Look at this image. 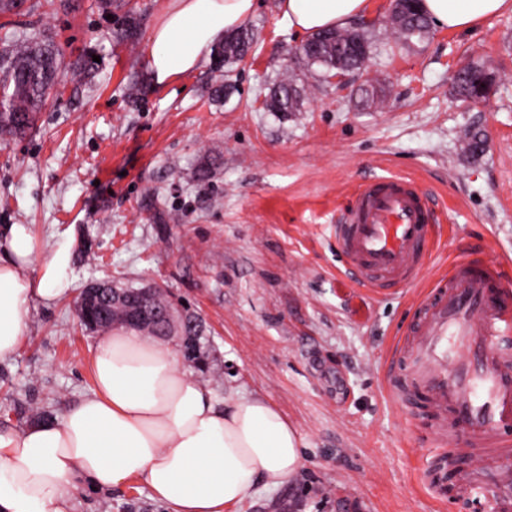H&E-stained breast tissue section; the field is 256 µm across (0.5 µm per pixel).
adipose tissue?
<instances>
[{
    "mask_svg": "<svg viewBox=\"0 0 512 512\" xmlns=\"http://www.w3.org/2000/svg\"><path fill=\"white\" fill-rule=\"evenodd\" d=\"M257 0H170L153 28L148 69L164 85L196 70ZM437 27L468 30L512 10V0H422ZM301 34L346 26L368 0H280ZM74 240L38 241L29 224L0 227V362L15 358L28 322L73 292ZM90 392L62 412L0 428V512H73L83 484L107 490L143 480L168 512H228L259 488L284 486L301 468V437L260 397L217 401L164 340L121 329L89 357Z\"/></svg>",
    "mask_w": 512,
    "mask_h": 512,
    "instance_id": "adipose-tissue-1",
    "label": "adipose tissue"
}]
</instances>
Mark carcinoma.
<instances>
[{
	"instance_id": "1",
	"label": "carcinoma",
	"mask_w": 512,
	"mask_h": 512,
	"mask_svg": "<svg viewBox=\"0 0 512 512\" xmlns=\"http://www.w3.org/2000/svg\"><path fill=\"white\" fill-rule=\"evenodd\" d=\"M390 28L401 42L424 38L430 29V20L420 9V0H405L391 13ZM254 32L249 27L225 36L217 58L219 68L231 72V67L244 61L252 50ZM371 32L351 26L328 30L307 40L299 55L307 67L317 66L327 76L341 70L360 68L372 54ZM65 76V66L51 43L19 33L9 37L0 48V135L22 137L31 131L38 115L46 105L50 93ZM457 94L463 100L475 103L483 88H493L497 76L479 65L460 69L454 78ZM303 104V88L292 78L281 80L268 88L264 101L269 112H298ZM112 307L102 310L94 306L82 316L81 325L96 332L111 325ZM186 355L192 360L208 364L210 344L202 323L187 331Z\"/></svg>"
}]
</instances>
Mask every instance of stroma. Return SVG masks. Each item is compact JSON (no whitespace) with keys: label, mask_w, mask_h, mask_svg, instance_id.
Returning a JSON list of instances; mask_svg holds the SVG:
<instances>
[{"label":"stroma","mask_w":512,"mask_h":512,"mask_svg":"<svg viewBox=\"0 0 512 512\" xmlns=\"http://www.w3.org/2000/svg\"><path fill=\"white\" fill-rule=\"evenodd\" d=\"M33 2L15 32L48 39L83 76L64 77L26 136L0 139V225H33L44 242L73 234L75 287L163 284L206 325L202 380L217 399L263 397L296 426L299 472L231 512H492L427 486L432 422L412 404L397 411L385 389L416 296L349 280L333 226L363 178L403 175L439 204L433 235L446 247L433 275L467 255L512 273V11L467 32L432 28L400 49L386 26L391 0H370L369 65L339 84L292 58L304 36L281 24L277 0H259L248 20L256 50L217 101L213 60L167 85L149 76L150 34L169 0H124L110 14L99 0ZM468 64L498 75L487 105L456 98ZM290 74L301 111H266L268 86ZM372 87L378 103L362 109ZM469 130L484 135L479 154L465 149ZM98 340L73 299L38 312L18 356L0 364V424L35 422L88 391ZM76 512L166 508L132 479L80 489Z\"/></svg>","instance_id":"obj_1"}]
</instances>
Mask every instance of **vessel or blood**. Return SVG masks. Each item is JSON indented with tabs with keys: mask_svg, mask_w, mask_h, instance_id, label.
Instances as JSON below:
<instances>
[{
	"mask_svg": "<svg viewBox=\"0 0 512 512\" xmlns=\"http://www.w3.org/2000/svg\"><path fill=\"white\" fill-rule=\"evenodd\" d=\"M436 208L413 179L360 182L334 227L346 273L377 294L411 287L432 259ZM386 390L398 403L423 395L465 496L512 512V280L499 263L465 258L432 283L397 338Z\"/></svg>",
	"mask_w": 512,
	"mask_h": 512,
	"instance_id": "obj_1",
	"label": "vessel or blood"
}]
</instances>
